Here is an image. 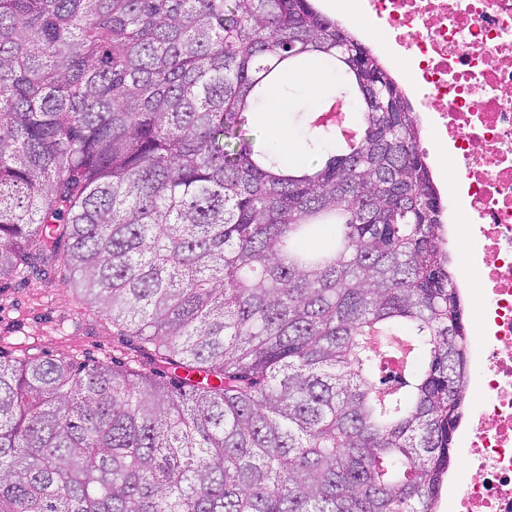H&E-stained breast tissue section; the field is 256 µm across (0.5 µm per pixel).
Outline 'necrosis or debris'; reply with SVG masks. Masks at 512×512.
Wrapping results in <instances>:
<instances>
[{
  "label": "necrosis or debris",
  "mask_w": 512,
  "mask_h": 512,
  "mask_svg": "<svg viewBox=\"0 0 512 512\" xmlns=\"http://www.w3.org/2000/svg\"><path fill=\"white\" fill-rule=\"evenodd\" d=\"M403 61V77L455 177L449 238L481 283L476 403L459 423L466 479L448 512H512V0H323Z\"/></svg>",
  "instance_id": "1"
}]
</instances>
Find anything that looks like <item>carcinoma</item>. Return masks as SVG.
I'll return each instance as SVG.
<instances>
[{"instance_id":"1","label":"carcinoma","mask_w":512,"mask_h":512,"mask_svg":"<svg viewBox=\"0 0 512 512\" xmlns=\"http://www.w3.org/2000/svg\"><path fill=\"white\" fill-rule=\"evenodd\" d=\"M322 61L359 145L283 164L249 116ZM421 137L317 0H0V278L63 259L127 349L0 360V512H437L469 337Z\"/></svg>"}]
</instances>
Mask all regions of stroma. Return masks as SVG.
<instances>
[{
    "label": "stroma",
    "instance_id": "35a3bbf8",
    "mask_svg": "<svg viewBox=\"0 0 512 512\" xmlns=\"http://www.w3.org/2000/svg\"><path fill=\"white\" fill-rule=\"evenodd\" d=\"M324 105L322 97L305 94L277 121H268L257 112L252 124L273 150L279 145L280 128H287L296 146L289 161L305 163L312 159L302 148L308 123ZM27 352L41 357L68 356L87 364L120 356L111 321L89 307L65 271L45 281L23 276L0 279V355L13 359Z\"/></svg>",
    "mask_w": 512,
    "mask_h": 512
}]
</instances>
